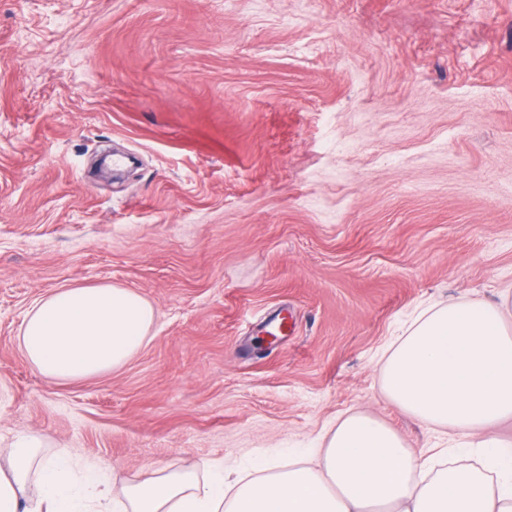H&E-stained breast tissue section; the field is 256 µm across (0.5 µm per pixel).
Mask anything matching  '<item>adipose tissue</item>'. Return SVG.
Wrapping results in <instances>:
<instances>
[{
  "label": "adipose tissue",
  "instance_id": "1",
  "mask_svg": "<svg viewBox=\"0 0 512 512\" xmlns=\"http://www.w3.org/2000/svg\"><path fill=\"white\" fill-rule=\"evenodd\" d=\"M495 302L452 301L420 312L389 355L383 387L402 409L476 454V466L432 470L436 448L411 450L386 423L364 414L338 419L314 462L260 463L255 478L199 480L154 468L139 483L102 486L93 463L73 480L69 459L41 456L39 439L18 442L0 468V512H94L111 501L120 512H512V443L493 431L512 418V332ZM153 305L117 285L62 288L29 312L19 346L47 380L105 375L143 348ZM37 475V499L26 497Z\"/></svg>",
  "mask_w": 512,
  "mask_h": 512
}]
</instances>
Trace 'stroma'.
<instances>
[{
	"label": "stroma",
	"mask_w": 512,
	"mask_h": 512,
	"mask_svg": "<svg viewBox=\"0 0 512 512\" xmlns=\"http://www.w3.org/2000/svg\"><path fill=\"white\" fill-rule=\"evenodd\" d=\"M104 283L151 340L47 381L28 312ZM504 291L512 0H0V448L250 474L354 412L430 448L385 358L423 307Z\"/></svg>",
	"instance_id": "1"
}]
</instances>
